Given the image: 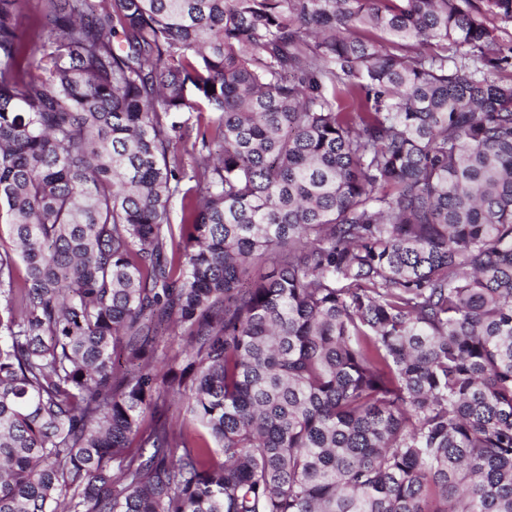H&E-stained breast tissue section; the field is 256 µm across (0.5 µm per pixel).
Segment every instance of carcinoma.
I'll list each match as a JSON object with an SVG mask.
<instances>
[{"instance_id":"1","label":"carcinoma","mask_w":512,"mask_h":512,"mask_svg":"<svg viewBox=\"0 0 512 512\" xmlns=\"http://www.w3.org/2000/svg\"><path fill=\"white\" fill-rule=\"evenodd\" d=\"M22 2L0 512H512V0Z\"/></svg>"}]
</instances>
